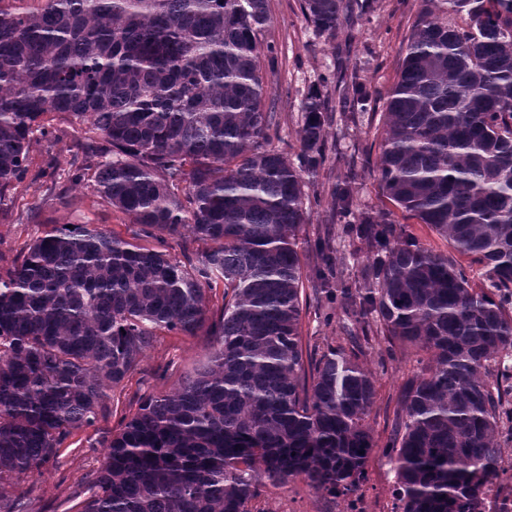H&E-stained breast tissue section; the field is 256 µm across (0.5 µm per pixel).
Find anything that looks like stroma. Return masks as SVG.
Segmentation results:
<instances>
[{"label": "stroma", "mask_w": 512, "mask_h": 512, "mask_svg": "<svg viewBox=\"0 0 512 512\" xmlns=\"http://www.w3.org/2000/svg\"><path fill=\"white\" fill-rule=\"evenodd\" d=\"M363 10L342 16L335 34L318 31L302 11L301 0H268L269 22L261 37L266 107L274 114L271 147L296 159L304 122L302 105L319 95L325 105L323 150L325 162L306 179V221L299 233L305 287L316 286L315 245L329 238L344 263L347 277L358 278L366 265L369 245L346 235L338 212L336 182L353 177L356 215L405 225L423 246L448 252L447 242L424 224L394 207L381 191L375 164L380 154L383 102L396 82L411 26L421 0H362ZM344 60L358 73L371 105L365 111L344 108L342 87L336 81V62ZM54 134H34L24 185L9 191L0 204V265L21 258L43 233L66 224H88L128 237V220L100 204L91 189L75 185L71 174L86 150L77 145V131L54 121ZM345 319L341 303L312 298L303 318L302 336L313 342H336ZM213 341L206 334H160L130 376L108 394L107 410L94 426L76 430L59 449L53 464L27 471L12 486L14 497L30 512H78L79 504L100 470L107 443L147 397L172 391L206 361ZM383 340H376L361 361L376 379L377 395L368 418L376 442L365 471L370 483L384 487L394 479L386 453L400 411L404 387L416 371L417 356L397 351L387 358Z\"/></svg>", "instance_id": "35a3bbf8"}]
</instances>
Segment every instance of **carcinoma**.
Instances as JSON below:
<instances>
[{"instance_id":"obj_1","label":"carcinoma","mask_w":512,"mask_h":512,"mask_svg":"<svg viewBox=\"0 0 512 512\" xmlns=\"http://www.w3.org/2000/svg\"><path fill=\"white\" fill-rule=\"evenodd\" d=\"M349 4L304 0L330 35ZM267 21L266 0H0V200L55 114L98 144L73 180L130 235L75 224L0 269V512H26L10 481L93 426L162 331L217 347L112 435L80 512H252L263 480L323 493L364 473L363 350L301 336L303 174L323 163L324 105H303L299 165L267 148ZM384 108L383 193L479 281L368 218L344 227L380 245L362 281L335 280L325 241L319 275L387 352L428 355L389 443L404 512H480L512 444V0H422ZM336 196L351 214L352 183Z\"/></svg>"}]
</instances>
